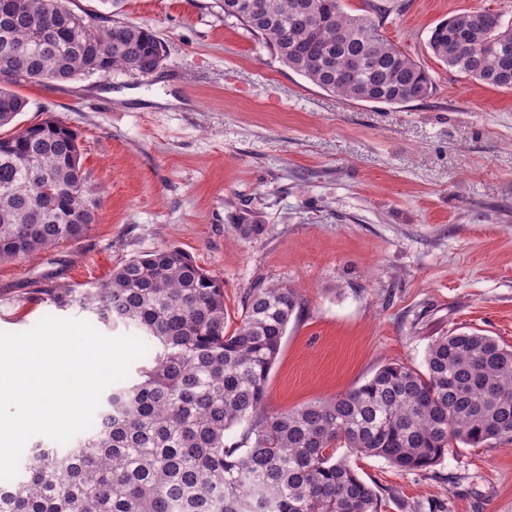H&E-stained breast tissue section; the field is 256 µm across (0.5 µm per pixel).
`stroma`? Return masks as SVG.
Wrapping results in <instances>:
<instances>
[{
	"label": "stroma",
	"instance_id": "1",
	"mask_svg": "<svg viewBox=\"0 0 512 512\" xmlns=\"http://www.w3.org/2000/svg\"><path fill=\"white\" fill-rule=\"evenodd\" d=\"M344 5L381 9L380 34L432 74L427 99L327 93L217 0H73L89 19L150 25L165 60L151 74L17 86L28 106L0 137L55 116L77 133L102 205L79 242L0 262V331L56 315L52 288L93 287L174 245L223 282L231 322L255 283L296 290L271 412L358 387L386 364L423 369L451 331L512 346V91L449 72L427 45L454 14L512 21V0ZM353 465L382 512H512V444L456 448L411 472Z\"/></svg>",
	"mask_w": 512,
	"mask_h": 512
}]
</instances>
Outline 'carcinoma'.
<instances>
[{"instance_id": "cac0c4a2", "label": "carcinoma", "mask_w": 512, "mask_h": 512, "mask_svg": "<svg viewBox=\"0 0 512 512\" xmlns=\"http://www.w3.org/2000/svg\"><path fill=\"white\" fill-rule=\"evenodd\" d=\"M0 0V127L28 101L9 90L115 69L155 72L165 59L145 24L90 23L68 0ZM289 69L350 100L423 101L434 81L342 0H218ZM56 38L38 40L33 23ZM428 48L448 70L512 89V22L489 11L456 14ZM102 200L81 162L76 132L48 117L0 138V261L77 242ZM75 305L150 342L138 379L101 399L97 423L73 448L34 446L23 473L0 483V512H381V499L344 447L410 472L453 448L512 443V347L477 331L439 336L426 370L379 368L364 384L279 413L265 408L270 372L298 299L286 286L251 288L227 330L224 285L184 250L134 257L99 285L55 288ZM239 431L238 439L226 436Z\"/></svg>"}]
</instances>
